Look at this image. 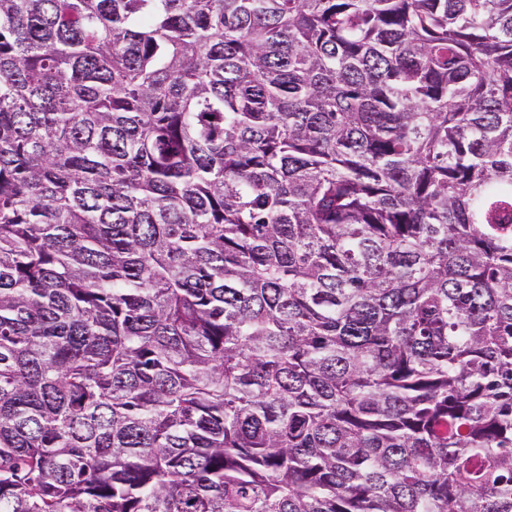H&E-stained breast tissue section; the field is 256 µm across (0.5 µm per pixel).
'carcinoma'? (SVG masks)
Here are the masks:
<instances>
[{
    "instance_id": "1",
    "label": "carcinoma",
    "mask_w": 512,
    "mask_h": 512,
    "mask_svg": "<svg viewBox=\"0 0 512 512\" xmlns=\"http://www.w3.org/2000/svg\"><path fill=\"white\" fill-rule=\"evenodd\" d=\"M0 512H512V0H0Z\"/></svg>"
}]
</instances>
